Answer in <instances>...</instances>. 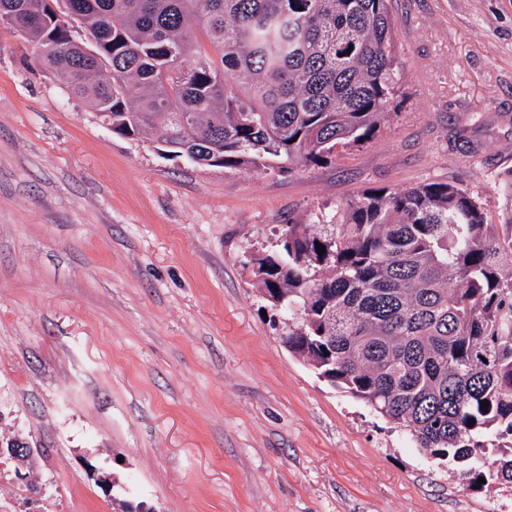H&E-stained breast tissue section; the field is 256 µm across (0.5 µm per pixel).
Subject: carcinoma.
Masks as SVG:
<instances>
[{"instance_id": "1", "label": "carcinoma", "mask_w": 512, "mask_h": 512, "mask_svg": "<svg viewBox=\"0 0 512 512\" xmlns=\"http://www.w3.org/2000/svg\"><path fill=\"white\" fill-rule=\"evenodd\" d=\"M69 2L71 22L41 0H0V20L112 132H158L198 165L328 163L378 137L401 97L391 0ZM492 193L497 224L448 182L366 189L249 259L288 308L290 352L482 489L512 485V170Z\"/></svg>"}]
</instances>
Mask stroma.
Masks as SVG:
<instances>
[{"label":"stroma","mask_w":512,"mask_h":512,"mask_svg":"<svg viewBox=\"0 0 512 512\" xmlns=\"http://www.w3.org/2000/svg\"><path fill=\"white\" fill-rule=\"evenodd\" d=\"M402 103L373 142L286 174L116 135L0 31V457L11 512H512L320 378L248 263L369 188L512 169V0H392ZM112 474L102 489L98 473ZM39 495H32L31 486ZM0 450H10L13 458L22 468H31L34 458V449L30 443L20 436H13L7 439H0Z\"/></svg>","instance_id":"stroma-1"}]
</instances>
